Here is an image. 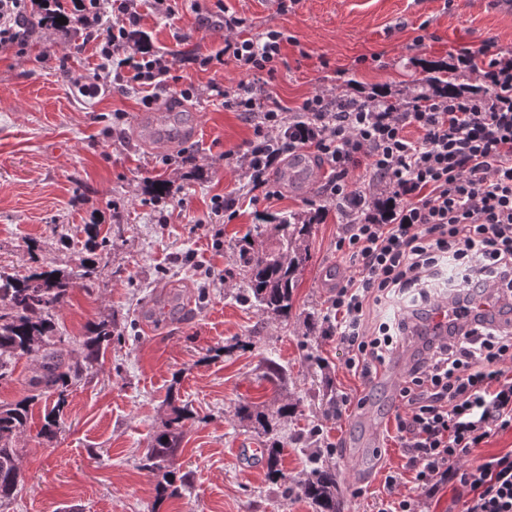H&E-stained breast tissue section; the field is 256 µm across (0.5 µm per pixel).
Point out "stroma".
<instances>
[{
  "instance_id": "35a3bbf8",
  "label": "stroma",
  "mask_w": 512,
  "mask_h": 512,
  "mask_svg": "<svg viewBox=\"0 0 512 512\" xmlns=\"http://www.w3.org/2000/svg\"><path fill=\"white\" fill-rule=\"evenodd\" d=\"M213 6L180 0L171 19L146 6L138 27L173 58L175 75L202 88L242 78L230 64H196L237 35L201 25ZM224 6L244 19L246 32L275 27L293 36L269 86L290 108L331 88L398 97L424 81L428 62L449 61L460 47L491 41L512 49V12L497 0H298L285 13L277 0ZM82 39L75 25L53 27L36 16L25 53H0V270L24 276L43 264L71 272L83 259L97 261V278L78 281L57 313L56 348L70 355L90 324L112 317L119 339L70 386L53 445L37 436L51 402L33 405L15 442L24 482L6 512H315L309 500L285 494L265 463L247 470L236 454L274 443L289 483L307 478L313 456L334 467L343 512H377L411 493L408 484L384 485L387 472L408 463L392 435L398 394L348 372L335 338L306 332L309 315L326 313L325 275L349 266L336 249L344 230L336 210L313 225L288 320L237 297L244 286L238 239L261 217L321 201L329 168L315 166L304 193L285 184L273 199L260 189L243 193L245 172L228 157L253 135L242 115L204 96L187 102L162 91L157 110L189 113L200 136H144L139 96L114 88L92 98L72 85L71 74L93 72L99 62ZM183 150L191 163L163 164ZM156 180L178 187L184 206L155 208ZM236 188L237 215L215 245L211 199ZM104 236L107 246L92 247ZM270 360L288 371L282 389L263 377ZM328 384L347 400L340 413L322 399ZM284 398L299 403L296 415L275 416ZM246 403L272 413L269 433L237 417ZM176 405L197 418L170 463L185 487L168 498L159 494L161 473L144 469L142 458Z\"/></svg>"
}]
</instances>
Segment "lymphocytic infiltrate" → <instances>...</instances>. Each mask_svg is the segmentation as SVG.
I'll return each mask as SVG.
<instances>
[{"instance_id":"obj_1","label":"lymphocytic infiltrate","mask_w":512,"mask_h":512,"mask_svg":"<svg viewBox=\"0 0 512 512\" xmlns=\"http://www.w3.org/2000/svg\"><path fill=\"white\" fill-rule=\"evenodd\" d=\"M85 42L100 63L72 83L95 96L121 83L152 105L155 92L173 89L190 100L208 94L225 110L253 120V136L239 150L248 186L277 197L269 180L287 155L313 150L329 165L326 203L343 201L353 218L336 248L352 270L339 278L324 316L325 336L336 338L353 374H376L418 335L415 310L434 314L500 290L512 300V53L463 47L454 71H470L487 84L483 96L407 92L402 98L355 96L336 106V93L316 92L293 108L260 96L274 79L289 40L269 27L225 41L198 59L200 68L234 64L245 78L232 86L180 84L175 63L137 38L143 0H71ZM36 0H0V52L23 53ZM417 137H409V129ZM365 165L381 194L354 187L352 168ZM457 275L447 296L437 295L444 268ZM389 299L407 306L379 319ZM424 354L400 388L397 437L409 455L416 489L433 491L459 479L469 497L462 512H512V451L467 463L471 449L512 428V329L480 325L461 333L429 328Z\"/></svg>"}]
</instances>
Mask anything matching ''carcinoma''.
<instances>
[{
  "label": "carcinoma",
  "instance_id": "obj_1",
  "mask_svg": "<svg viewBox=\"0 0 512 512\" xmlns=\"http://www.w3.org/2000/svg\"><path fill=\"white\" fill-rule=\"evenodd\" d=\"M427 92L457 93L462 84L456 77H444L434 69L426 79ZM313 217L290 212L272 218L270 224H257L238 240L239 263L246 288L241 295L274 319H288L293 308L294 290L309 259V239ZM97 275L93 262H81L75 273L58 270L34 271L24 277L0 271V380L9 378L14 362L23 357L40 360L41 375L33 386L36 393L14 403L0 406V508L9 504L23 483L17 449L12 441L27 428L31 407L42 397H55L51 411L38 432L47 444L56 438L57 418L67 405V388L92 368L101 350L112 343L114 320H101L87 331L81 362L73 363L55 350V313L70 298L76 280H92ZM241 420L255 422L268 429V416L256 406L243 404L236 410ZM192 415L174 410L154 438L143 467L162 470L179 450L184 421ZM336 470L323 464L313 467L311 476L300 485L301 493L316 512H342L336 493Z\"/></svg>",
  "mask_w": 512,
  "mask_h": 512
}]
</instances>
